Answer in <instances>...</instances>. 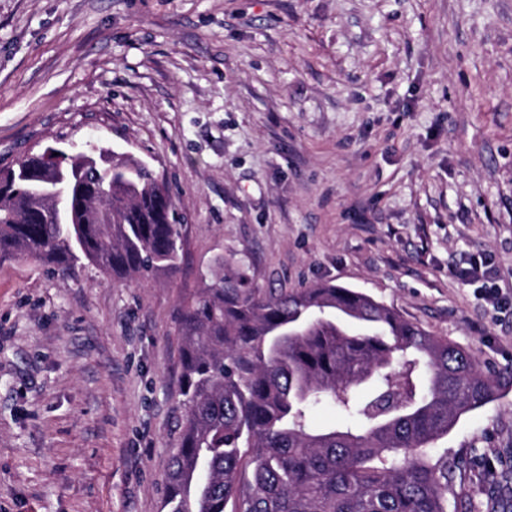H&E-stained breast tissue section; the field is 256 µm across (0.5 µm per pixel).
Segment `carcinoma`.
<instances>
[{
    "label": "carcinoma",
    "mask_w": 512,
    "mask_h": 512,
    "mask_svg": "<svg viewBox=\"0 0 512 512\" xmlns=\"http://www.w3.org/2000/svg\"><path fill=\"white\" fill-rule=\"evenodd\" d=\"M56 155L73 175L67 224L33 193ZM182 254L171 191L143 161L86 143L0 170V255L127 279L172 272ZM179 332L186 419L168 512H448V455L433 445L512 380L328 282L266 298L226 274L181 310ZM322 403L340 418L312 428Z\"/></svg>",
    "instance_id": "carcinoma-1"
}]
</instances>
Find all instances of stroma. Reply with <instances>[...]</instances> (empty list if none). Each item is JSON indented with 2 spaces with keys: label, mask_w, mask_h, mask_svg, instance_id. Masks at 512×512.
<instances>
[{
  "label": "stroma",
  "mask_w": 512,
  "mask_h": 512,
  "mask_svg": "<svg viewBox=\"0 0 512 512\" xmlns=\"http://www.w3.org/2000/svg\"><path fill=\"white\" fill-rule=\"evenodd\" d=\"M103 142L169 184L176 272L0 257V512H163L178 316L243 269L328 281L512 366V0H0V169ZM448 512H512V386L437 443Z\"/></svg>",
  "instance_id": "obj_1"
}]
</instances>
